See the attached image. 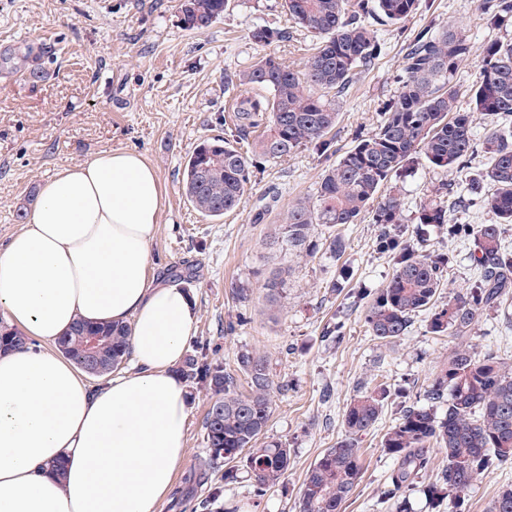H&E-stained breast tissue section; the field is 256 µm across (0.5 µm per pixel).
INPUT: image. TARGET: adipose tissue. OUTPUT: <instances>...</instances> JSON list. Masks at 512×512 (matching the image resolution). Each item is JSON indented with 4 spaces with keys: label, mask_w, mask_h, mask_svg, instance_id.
<instances>
[{
    "label": "adipose tissue",
    "mask_w": 512,
    "mask_h": 512,
    "mask_svg": "<svg viewBox=\"0 0 512 512\" xmlns=\"http://www.w3.org/2000/svg\"><path fill=\"white\" fill-rule=\"evenodd\" d=\"M165 200L142 154L103 150L46 179L0 250V307L36 341L0 352V512H154L170 493L196 311L148 277ZM79 319L130 324L134 369L91 389L55 348Z\"/></svg>",
    "instance_id": "1"
}]
</instances>
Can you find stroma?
Wrapping results in <instances>:
<instances>
[{
  "label": "stroma",
  "mask_w": 512,
  "mask_h": 512,
  "mask_svg": "<svg viewBox=\"0 0 512 512\" xmlns=\"http://www.w3.org/2000/svg\"><path fill=\"white\" fill-rule=\"evenodd\" d=\"M450 24L467 32L476 53L488 43L512 41V27L491 25L478 0H419L409 21L378 26L381 56L355 75L336 102L338 152L352 148L359 133L376 125L396 91L413 34ZM258 26L289 32L273 50L293 66L304 61L314 43L290 20L283 0H233L220 20L197 33L184 29L177 0H0V242L18 228L17 211L58 169L104 149L142 153L167 195L151 245L150 279L165 284L171 266L197 265L199 273L187 286L196 304V339L208 340L210 357L228 369L245 350L268 358L282 388L273 395L265 435L291 450L284 487L262 497L246 474L227 482L223 471L205 470L202 424L208 395L189 386L185 455L173 492L155 512H220L231 504L239 512H295L309 467L345 436L342 415L350 398L359 387L380 382L397 396L384 406L375 428L357 439L365 474L342 512H392L381 492L393 462L382 455L380 440L402 406L422 403L452 337L429 333L422 316L396 343L385 346L370 335L364 299L391 278L395 264L376 249V227L369 222L343 228L346 249L335 261L268 248L282 210L315 196L325 160L314 147L266 163L238 207L224 217H202L182 193L188 153L205 138L232 136L228 107L239 92L224 77L260 57L262 49L251 38ZM33 69L39 79L30 78ZM484 163L479 156L462 170L422 166L391 179L404 202L406 238L414 236L422 201L443 186L463 192ZM272 186L281 194L278 207L255 222L257 201ZM429 244L450 256L441 299L469 291L478 272L468 243L437 231ZM342 268L349 276L340 289H332L331 280ZM274 270L282 271L284 283L271 302L262 283ZM241 288L248 289L249 299L238 298ZM339 319L345 323L344 338L333 346L324 342L323 329ZM468 336L478 351L512 356V304L485 311ZM219 484L223 499L207 504L210 487ZM507 487H512V461L474 483L468 512H488Z\"/></svg>",
  "instance_id": "stroma-1"
}]
</instances>
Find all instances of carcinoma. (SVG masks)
I'll list each match as a JSON object with an SVG mask.
<instances>
[{
  "label": "carcinoma",
  "mask_w": 512,
  "mask_h": 512,
  "mask_svg": "<svg viewBox=\"0 0 512 512\" xmlns=\"http://www.w3.org/2000/svg\"><path fill=\"white\" fill-rule=\"evenodd\" d=\"M419 0H284L295 24L315 38L313 52L300 67L274 53L234 75L236 85L263 89L271 97L243 98L233 114L239 140L251 141L245 152L214 136L201 142L186 158L184 194L202 216L217 218L234 210L262 162L282 159L308 145L327 153L336 126V98L352 84L357 71L368 68L383 51L366 19L392 25L409 20ZM487 20L512 24V0H480ZM230 8L229 0H182L183 26L209 28ZM255 43L269 46L285 33L259 27ZM473 54L465 31L450 25L443 31L423 28L406 48L397 76V92L379 115L376 126L356 137L357 144L323 171L315 200L288 205L278 233L267 241L273 249L284 243L307 255H340V229L365 219L377 225L376 247L396 259L391 279L366 305L364 322L383 344L407 335L414 319L427 315L436 336H453L457 343L432 373L424 389L426 404L402 410L384 433L380 448L394 467L382 491L396 512H414L409 492L419 491L429 507L448 503V512H466V496L474 482L499 464L512 460V359L494 351L477 352L466 342L484 311L509 301L512 292V251L501 238V226L512 224V126H499L478 145L471 131V113L512 117V42H494L482 50L468 89L470 110L460 105L456 83L459 64ZM482 152L486 165L468 184V198L448 199V191L421 204L417 244L399 230L403 201L399 194H378L388 180L425 162L433 168L460 169ZM478 207L495 217L492 224H459L451 212ZM323 229L314 236L315 227ZM472 246L479 270L477 286L438 305L449 258L427 249L431 231ZM96 337L94 355L105 377L128 359L131 326L83 320L73 323L58 342V350L78 368L88 352L87 337ZM31 339L0 319V350L26 347ZM208 342L196 343L195 354L180 368L182 378L204 387L209 406L204 418L206 464H228L224 480L247 474L258 492L284 485L291 459L288 445L264 441L270 419L274 380L270 363L257 353L237 356L236 369L207 359ZM246 388H241L240 380ZM391 389L379 383L354 394L343 413L348 437L315 460L295 502L296 512H341L362 481L364 465L355 437L372 430ZM443 454V466L433 482L422 477L431 468L432 447Z\"/></svg>",
  "instance_id": "obj_1"
}]
</instances>
